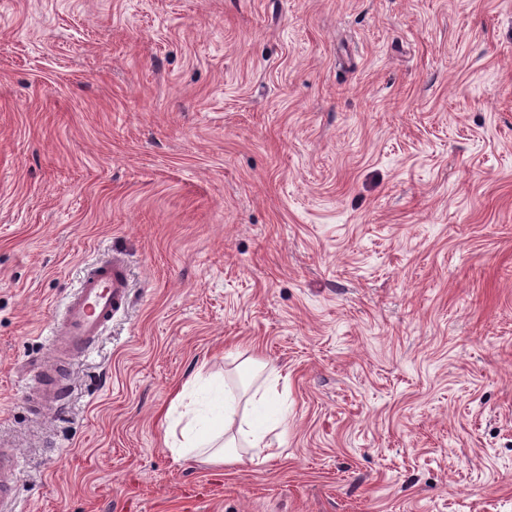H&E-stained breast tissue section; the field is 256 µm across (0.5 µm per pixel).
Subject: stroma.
<instances>
[{
	"label": "stroma",
	"mask_w": 512,
	"mask_h": 512,
	"mask_svg": "<svg viewBox=\"0 0 512 512\" xmlns=\"http://www.w3.org/2000/svg\"><path fill=\"white\" fill-rule=\"evenodd\" d=\"M253 358L276 456H174ZM0 439L24 512H512V0H0ZM129 292L125 260L113 254L87 273L62 317L52 322L49 347L72 356L90 353L106 325L125 308ZM60 376L53 365H42L35 377L33 388L37 390L39 400L44 405L55 407L59 397L65 391V386L60 381Z\"/></svg>",
	"instance_id": "35a3bbf8"
}]
</instances>
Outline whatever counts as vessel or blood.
<instances>
[{
	"label": "vessel or blood",
	"instance_id": "b4317fda",
	"mask_svg": "<svg viewBox=\"0 0 512 512\" xmlns=\"http://www.w3.org/2000/svg\"><path fill=\"white\" fill-rule=\"evenodd\" d=\"M130 292L127 267L122 255H113L84 277L60 319L50 326V348L72 356L90 353L103 329L122 311ZM34 388L39 400L52 407L65 387L53 365L40 366ZM20 468L16 449L0 448V512H18L15 478Z\"/></svg>",
	"mask_w": 512,
	"mask_h": 512
}]
</instances>
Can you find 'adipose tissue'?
<instances>
[{
	"mask_svg": "<svg viewBox=\"0 0 512 512\" xmlns=\"http://www.w3.org/2000/svg\"><path fill=\"white\" fill-rule=\"evenodd\" d=\"M279 383V373L270 371L247 399L250 412L242 414L223 379L197 376L188 380L166 413L167 447L178 457H201L214 464L240 459L248 450L271 456L269 436L286 420L279 405Z\"/></svg>",
	"mask_w": 512,
	"mask_h": 512,
	"instance_id": "adipose-tissue-1",
	"label": "adipose tissue"
}]
</instances>
